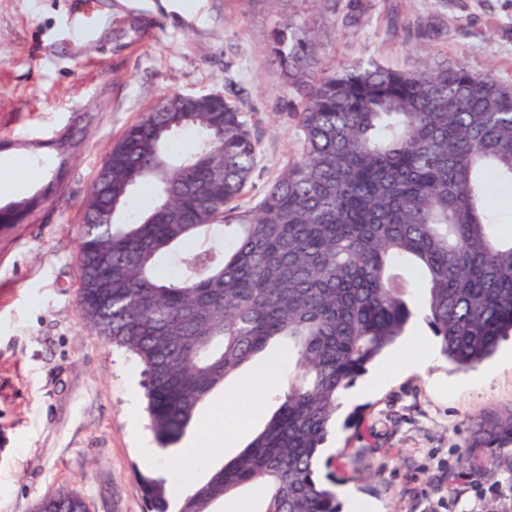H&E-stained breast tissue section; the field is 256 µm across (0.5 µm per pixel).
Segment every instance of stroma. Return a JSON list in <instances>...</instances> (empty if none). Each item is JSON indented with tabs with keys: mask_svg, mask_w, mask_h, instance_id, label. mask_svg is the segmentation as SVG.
<instances>
[{
	"mask_svg": "<svg viewBox=\"0 0 512 512\" xmlns=\"http://www.w3.org/2000/svg\"><path fill=\"white\" fill-rule=\"evenodd\" d=\"M78 0H0V202L32 196L26 165L50 178L48 140L71 132L67 173L23 223L0 229V512H35L47 490L79 495L88 512H148L144 482L195 484L235 456L277 409L274 391L245 387L286 357L265 354L199 407L189 435L212 410L233 444L195 460L184 443L149 467L145 401L131 403L138 360L115 346L78 306V242L84 210L110 145L159 101L221 92L250 112L258 164L244 201L254 203L297 151L288 115L302 98L284 84L267 47L284 15L310 26L329 66L369 61L413 71L423 63L466 65L512 83V0H102L97 41L74 47L61 27ZM460 370L436 355L358 403L359 432L341 430L325 450L337 488H354L382 512H512L505 452L485 448L474 477L461 452L481 420L512 417V367L458 384Z\"/></svg>",
	"mask_w": 512,
	"mask_h": 512,
	"instance_id": "35a3bbf8",
	"label": "stroma"
}]
</instances>
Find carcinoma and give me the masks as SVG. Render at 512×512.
<instances>
[{"mask_svg":"<svg viewBox=\"0 0 512 512\" xmlns=\"http://www.w3.org/2000/svg\"><path fill=\"white\" fill-rule=\"evenodd\" d=\"M269 53L304 89L297 157L251 207L257 165L248 115L222 93L173 94L112 144L92 186L79 242L85 317L144 367L151 428L166 448L227 377L273 344L292 365L279 407L237 456L170 506L149 480L153 512H220L242 489L249 512H342L316 463L345 392L405 332L415 305L459 368L512 335V226L486 219L512 189V84L464 65L403 72L375 63L324 68L309 28L279 24ZM196 131L182 148L176 135ZM141 184L156 199L122 219ZM179 259V273L157 274ZM512 439L489 417L479 448ZM37 512H87L47 492Z\"/></svg>","mask_w":512,"mask_h":512,"instance_id":"obj_1","label":"carcinoma"}]
</instances>
